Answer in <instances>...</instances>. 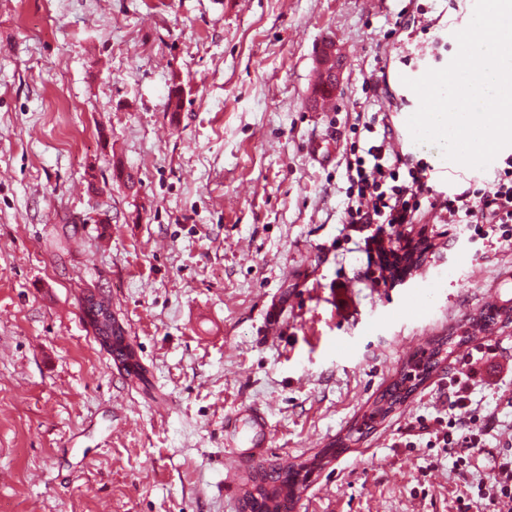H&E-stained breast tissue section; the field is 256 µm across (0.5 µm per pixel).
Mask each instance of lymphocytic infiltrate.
<instances>
[{
	"label": "lymphocytic infiltrate",
	"mask_w": 512,
	"mask_h": 512,
	"mask_svg": "<svg viewBox=\"0 0 512 512\" xmlns=\"http://www.w3.org/2000/svg\"><path fill=\"white\" fill-rule=\"evenodd\" d=\"M390 98V91L380 92L347 115L355 136L342 154L347 223L385 226L394 236L406 224H466L479 238L497 234L511 239L512 158H506L490 184L469 180L448 192L437 190L431 165L398 149L393 116L385 108ZM365 132L369 140L359 142V134ZM470 379L462 372L448 381L452 398L442 442L456 458L482 443L481 433L472 428L477 416L469 397ZM482 499L492 512H512V457L498 462L488 490L479 491L477 499L459 501L458 512H476Z\"/></svg>",
	"instance_id": "1"
}]
</instances>
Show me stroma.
Instances as JSON below:
<instances>
[{"instance_id":"1","label":"stroma","mask_w":512,"mask_h":512,"mask_svg":"<svg viewBox=\"0 0 512 512\" xmlns=\"http://www.w3.org/2000/svg\"><path fill=\"white\" fill-rule=\"evenodd\" d=\"M401 7L0 0V512H242L254 468L302 463L293 512H457L512 454L505 319L477 337L497 355L475 364L470 399L493 423L464 465L438 437L468 343L320 456L432 338L462 335L492 293L512 310V241L426 224L430 249L393 278L394 243L367 251L345 221L346 114L373 95L363 70L397 63L385 33ZM90 291L148 384L95 338ZM255 403L268 448L225 466L224 418Z\"/></svg>"}]
</instances>
